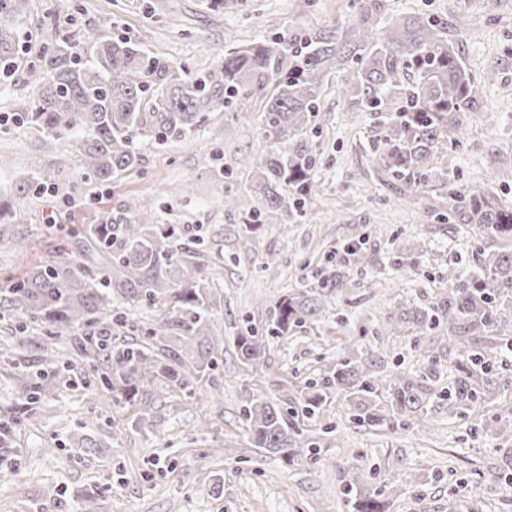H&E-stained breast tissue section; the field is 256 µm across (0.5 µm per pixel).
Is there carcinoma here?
<instances>
[{"label": "carcinoma", "instance_id": "cac0c4a2", "mask_svg": "<svg viewBox=\"0 0 512 512\" xmlns=\"http://www.w3.org/2000/svg\"><path fill=\"white\" fill-rule=\"evenodd\" d=\"M25 0H0V71L9 72L21 52L17 22ZM342 73L341 92L351 111L372 112L378 124L374 161L389 183L409 197L436 184L447 191L450 224H469L483 237L505 243L480 253L476 270L448 273V288L426 306L399 302L376 335L448 337L446 349L457 371L443 392L448 415L474 412L499 386L491 377L496 352L512 351V202L495 192L448 185L439 156L466 138L469 115L478 110L483 86L494 75L472 73L463 63L448 26L427 13L382 15L379 0H359L354 20L329 29H290L238 45L229 42L211 68L186 80L165 83L166 65L123 38L84 31L80 42L55 46L47 68L30 71L33 99L20 104L17 120L58 138L78 129L74 139L83 176L105 182L135 170L141 153L133 136L167 141L189 132L205 112L265 96L264 134L278 145L254 161L252 188L263 209L245 218L249 231L274 215L288 223L318 189L312 172L317 153L306 133L319 112L325 78ZM88 231L87 250L105 260L102 270L75 258L54 261L29 273L9 290L11 310L47 327L88 331L83 357L99 375L98 390L117 406L132 404L148 386L190 391L195 380L216 367L219 341L211 334L210 282L197 253L177 247L179 229L155 223V215L125 206ZM354 237L336 266L315 281L277 300L268 333L288 336L324 317L333 294L346 288L349 266L367 262ZM127 303L165 302L166 311L146 329L145 341L114 345L98 334L129 327L112 298ZM482 336L498 340L494 350L476 348ZM237 357L247 371L267 365L265 339L250 326L237 336ZM377 359L362 352L324 369L284 409L266 395L251 396L242 420L255 447L293 463L315 451L304 428L290 420L301 412L317 420L333 392L346 393L352 419L386 422L419 433L430 426L431 391L403 376L385 387L376 380ZM24 406L38 403L35 383L17 371ZM478 432L512 440V420L493 415ZM394 481L354 496L355 512H385L384 494Z\"/></svg>", "mask_w": 512, "mask_h": 512}]
</instances>
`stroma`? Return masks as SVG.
<instances>
[{"label": "stroma", "mask_w": 512, "mask_h": 512, "mask_svg": "<svg viewBox=\"0 0 512 512\" xmlns=\"http://www.w3.org/2000/svg\"><path fill=\"white\" fill-rule=\"evenodd\" d=\"M385 14L427 12L448 26L466 66L491 70L481 106L460 148L441 160L453 181L512 197L497 175L512 169V0H381ZM352 0H27L24 44L14 74L0 76V214L14 244L0 248V301L32 269L63 255L81 257L82 230L133 204L154 211L158 223L182 228L180 244L196 248L212 288L211 325L223 347L218 366L192 395L143 390L135 404L115 407L95 398V373L80 356L84 333L56 332L59 359L42 350L44 325L0 316V422L14 420L0 462L13 473L0 482V512H351L348 490L379 488L401 478L386 512H448L456 480L480 483L481 495L459 497L457 512H512V493L498 480L512 469L499 441L478 434L484 418L512 409V389L494 393L479 412L460 419L437 401L432 430L361 426L350 419L344 395L331 394L322 420L308 423L317 438L314 458L287 464L260 453L245 430V399L265 393L287 403L325 366L357 352L377 354V377L425 379L442 391L455 373L440 354V339L414 344L408 336L375 331L399 300L431 303L449 272L467 276L480 250L495 241L467 224L423 223L429 209H446L433 188L407 199L374 178L375 120L354 112L330 76L321 110L307 138L318 154L319 188L289 225L264 222L247 234L242 219L261 208L252 192L253 161L272 144L262 136L264 101L253 95L242 111L206 113L186 135L141 143L139 170L105 183L81 181L80 155L70 140L48 138L17 121L18 105L34 95L31 69L43 68L53 46L77 42L85 29L120 36L189 78L209 69L228 42L244 45L288 27L322 29L353 20ZM50 183L37 186L41 175ZM250 242H243V235ZM368 236L372 261L352 269L323 319L293 335L268 337L270 367L257 375L237 358L235 339L245 324L265 329L276 299L313 281L348 237ZM417 262L403 275L396 256ZM25 342L24 366L38 375L40 401L20 413L10 343ZM436 356L423 378L422 360ZM97 448L85 453L77 442Z\"/></svg>", "instance_id": "35a3bbf8"}]
</instances>
